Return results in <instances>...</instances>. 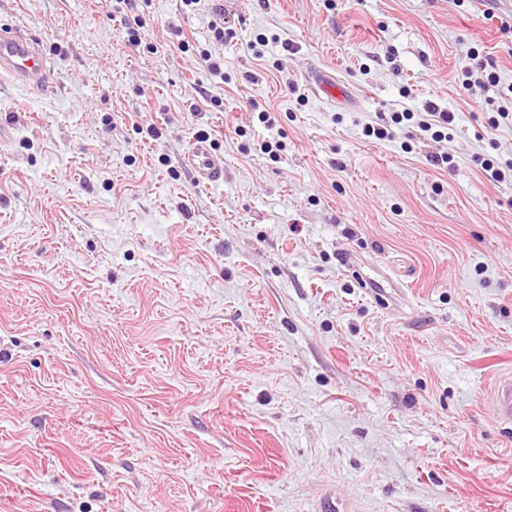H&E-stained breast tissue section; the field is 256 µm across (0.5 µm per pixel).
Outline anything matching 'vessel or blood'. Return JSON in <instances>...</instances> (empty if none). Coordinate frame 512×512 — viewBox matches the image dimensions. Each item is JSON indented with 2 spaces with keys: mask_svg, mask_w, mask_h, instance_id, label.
<instances>
[{
  "mask_svg": "<svg viewBox=\"0 0 512 512\" xmlns=\"http://www.w3.org/2000/svg\"><path fill=\"white\" fill-rule=\"evenodd\" d=\"M51 62L41 36L30 28L0 26V82L40 93L49 85ZM182 169L201 186L221 182L224 158L204 137L196 138L180 159Z\"/></svg>",
  "mask_w": 512,
  "mask_h": 512,
  "instance_id": "vessel-or-blood-1",
  "label": "vessel or blood"
}]
</instances>
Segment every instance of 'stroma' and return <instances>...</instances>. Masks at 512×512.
<instances>
[{"instance_id": "1", "label": "stroma", "mask_w": 512, "mask_h": 512, "mask_svg": "<svg viewBox=\"0 0 512 512\" xmlns=\"http://www.w3.org/2000/svg\"><path fill=\"white\" fill-rule=\"evenodd\" d=\"M223 6L218 42L209 0H0L53 69L0 85V512H512V178L481 169L512 160V0ZM430 101L451 138L368 135ZM202 129L210 187L179 165Z\"/></svg>"}]
</instances>
